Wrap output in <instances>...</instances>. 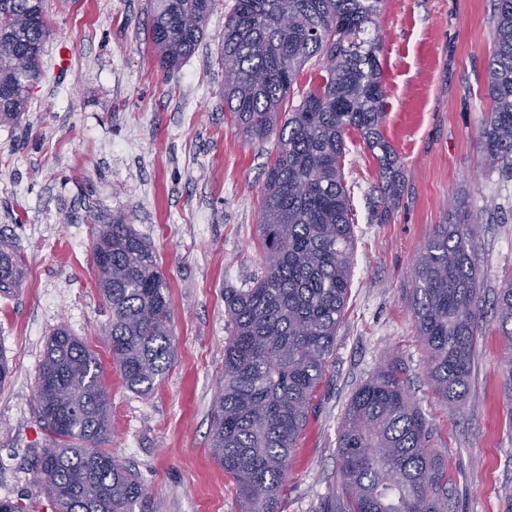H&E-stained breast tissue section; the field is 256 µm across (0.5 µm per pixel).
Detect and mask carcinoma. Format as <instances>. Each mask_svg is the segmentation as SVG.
Wrapping results in <instances>:
<instances>
[{
  "label": "carcinoma",
  "mask_w": 512,
  "mask_h": 512,
  "mask_svg": "<svg viewBox=\"0 0 512 512\" xmlns=\"http://www.w3.org/2000/svg\"><path fill=\"white\" fill-rule=\"evenodd\" d=\"M217 0H150L148 37L171 73L198 48ZM383 0H236L224 21V106L246 137L276 136L261 188L263 275L224 289L230 336L213 403L209 447L237 485L245 512H278L290 454L335 347L348 298L353 225L341 160L358 132L376 160V223L399 204L404 168L382 134L385 89L379 39L367 37ZM49 35L44 0H0V124L16 123L40 75ZM313 58L324 74L299 104L290 94ZM491 109L478 144L490 166L512 176V0H496L486 72ZM435 226L411 271L407 299L426 346L427 378L459 413L480 333L481 281L475 226ZM110 259L96 285L111 312L112 357L127 388L150 393L175 357L168 285L156 253L120 216L99 243ZM20 252L0 238V293L18 287ZM512 350V278L496 299ZM396 363L381 365L353 393L338 438L341 492L321 512H448V468L430 447L432 429ZM49 447L35 465L55 512H156L139 476L112 457L110 403L89 346L59 328L36 381Z\"/></svg>",
  "instance_id": "carcinoma-1"
}]
</instances>
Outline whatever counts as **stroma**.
Returning a JSON list of instances; mask_svg holds the SVG:
<instances>
[{
	"label": "stroma",
	"instance_id": "1",
	"mask_svg": "<svg viewBox=\"0 0 512 512\" xmlns=\"http://www.w3.org/2000/svg\"><path fill=\"white\" fill-rule=\"evenodd\" d=\"M218 0L196 52L174 73L146 38L149 0H45L50 35L27 112L0 125V236L24 259L20 288L0 295V499L42 512L33 463L49 443L32 395L46 344L66 328L96 352L110 401L109 449L137 472L157 512H243L235 481L212 458L211 408L229 334L224 291L264 271L260 191L272 141L244 137L224 111ZM494 0H386L379 38L385 137L405 187L376 223L378 168L357 133L342 159L354 231L351 290L334 352L294 448L280 512H320L340 488V428L353 392L387 362L408 385L448 466L450 512H512V345L495 299L512 276V179L478 148L491 108L485 74ZM71 50L67 68L56 49ZM476 223L480 327L466 401L433 394L408 308L409 273L448 209ZM119 215L153 246L169 286L175 359L146 395L127 389L106 343L110 312L95 287V220Z\"/></svg>",
	"mask_w": 512,
	"mask_h": 512
}]
</instances>
